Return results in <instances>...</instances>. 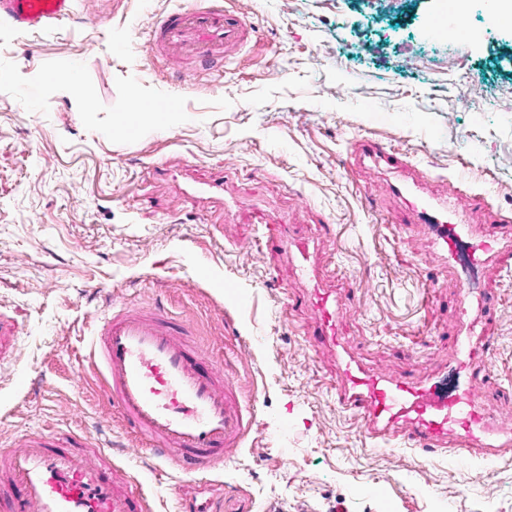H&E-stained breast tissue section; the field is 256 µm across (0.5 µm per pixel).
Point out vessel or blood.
I'll use <instances>...</instances> for the list:
<instances>
[{
  "instance_id": "1",
  "label": "vessel or blood",
  "mask_w": 512,
  "mask_h": 512,
  "mask_svg": "<svg viewBox=\"0 0 512 512\" xmlns=\"http://www.w3.org/2000/svg\"><path fill=\"white\" fill-rule=\"evenodd\" d=\"M74 0H0V17L15 29H42L71 18ZM251 27L244 16L217 6L173 11L157 20L147 53L168 60L206 64L232 58L247 43ZM361 163L392 174L390 193L407 214L427 226L442 265H450L455 242H474L472 263L488 265L512 251V238L495 223L477 222L487 204L483 194H460L456 183L430 189L416 168L365 138L356 143ZM272 248L291 258L304 277L299 297L310 319L315 345L328 349L339 373L338 401L363 415L369 434L381 441L436 453L454 445L493 456L512 447V413L487 409L484 341L491 332L486 294L462 292L456 350L449 370L432 378L392 376L366 367L340 332L348 295L325 288L315 249L280 234ZM91 360L102 376L101 390L118 409L140 446L194 478L223 463L239 447L255 419L238 379L213 363L207 346L190 324L175 325L157 305L109 304L99 318ZM0 512H147L126 474L101 451L69 438L67 445L42 436L0 454Z\"/></svg>"
}]
</instances>
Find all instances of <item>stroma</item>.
Here are the masks:
<instances>
[{"label": "stroma", "instance_id": "35a3bbf8", "mask_svg": "<svg viewBox=\"0 0 512 512\" xmlns=\"http://www.w3.org/2000/svg\"><path fill=\"white\" fill-rule=\"evenodd\" d=\"M440 3L219 0L251 36L233 60L194 66L144 48L188 0H75L71 19L28 32L0 18V450L34 433L106 445L149 512H440L450 497L454 512L490 498L512 512V454L385 447L339 404L300 272L267 244L279 223L319 243L325 284L350 293L342 335L394 375L447 366L461 286L490 294L487 403L512 404V258L473 265L463 238L444 272L426 226L404 223L354 155L379 139L484 194L512 234V23L468 0L462 35L443 38ZM170 92L174 117L158 120ZM111 301L164 306L239 379L256 420L223 468L188 483L133 448L86 359Z\"/></svg>", "mask_w": 512, "mask_h": 512}]
</instances>
